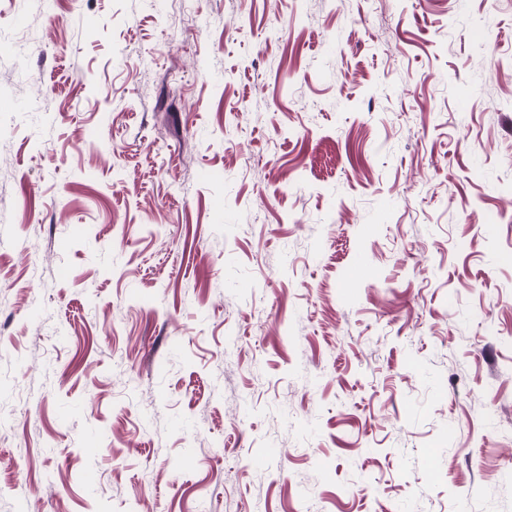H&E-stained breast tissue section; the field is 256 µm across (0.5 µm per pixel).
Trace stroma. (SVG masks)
I'll return each instance as SVG.
<instances>
[{
    "instance_id": "35a3bbf8",
    "label": "stroma",
    "mask_w": 512,
    "mask_h": 512,
    "mask_svg": "<svg viewBox=\"0 0 512 512\" xmlns=\"http://www.w3.org/2000/svg\"><path fill=\"white\" fill-rule=\"evenodd\" d=\"M0 512H512V0H0Z\"/></svg>"
}]
</instances>
